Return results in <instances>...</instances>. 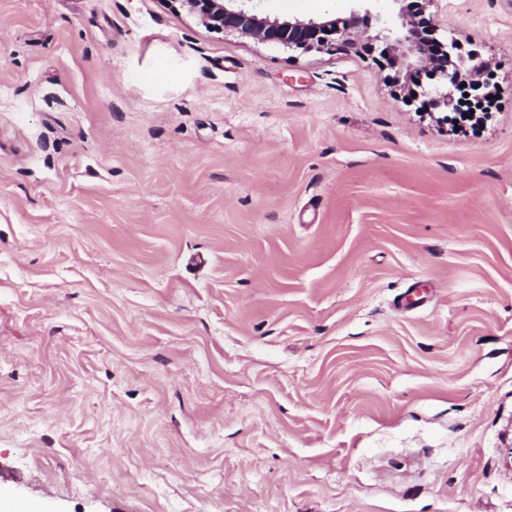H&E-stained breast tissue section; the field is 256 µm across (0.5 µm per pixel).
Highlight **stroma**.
Instances as JSON below:
<instances>
[{
	"label": "stroma",
	"mask_w": 512,
	"mask_h": 512,
	"mask_svg": "<svg viewBox=\"0 0 512 512\" xmlns=\"http://www.w3.org/2000/svg\"><path fill=\"white\" fill-rule=\"evenodd\" d=\"M347 17L351 0H266ZM450 130L362 51L0 0V484L35 512H512V0Z\"/></svg>",
	"instance_id": "35a3bbf8"
}]
</instances>
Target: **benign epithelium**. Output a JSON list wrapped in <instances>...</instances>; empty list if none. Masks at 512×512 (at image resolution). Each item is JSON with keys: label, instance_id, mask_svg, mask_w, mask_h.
<instances>
[{"label": "benign epithelium", "instance_id": "benign-epithelium-1", "mask_svg": "<svg viewBox=\"0 0 512 512\" xmlns=\"http://www.w3.org/2000/svg\"><path fill=\"white\" fill-rule=\"evenodd\" d=\"M215 32L235 33L260 43H274L293 51L335 54L356 49L367 41L370 51L378 52L390 66H399L417 78L435 80L441 89L431 94L426 105L438 110L456 102L457 75L466 73L473 85L489 70L491 63L475 50L462 51L453 40L441 43L437 28L426 11L437 0H390L397 6V25L383 26L367 35L373 21L369 11L354 9L338 21L322 18L272 17L260 9L262 0H169Z\"/></svg>", "mask_w": 512, "mask_h": 512}]
</instances>
